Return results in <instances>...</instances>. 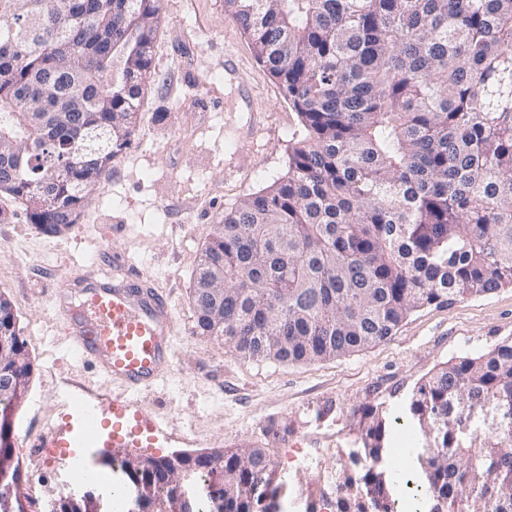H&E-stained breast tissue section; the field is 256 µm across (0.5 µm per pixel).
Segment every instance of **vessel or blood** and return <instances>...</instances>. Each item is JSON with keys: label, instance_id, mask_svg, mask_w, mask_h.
I'll return each instance as SVG.
<instances>
[{"label": "vessel or blood", "instance_id": "vessel-or-blood-1", "mask_svg": "<svg viewBox=\"0 0 512 512\" xmlns=\"http://www.w3.org/2000/svg\"><path fill=\"white\" fill-rule=\"evenodd\" d=\"M78 291L82 299L77 305L64 288L49 296L53 313L67 324L66 350L119 390L97 402L64 399L59 424L24 437L23 447H164L175 435L172 423L150 412L143 395L173 370L169 297L153 278L122 260L80 283Z\"/></svg>", "mask_w": 512, "mask_h": 512}]
</instances>
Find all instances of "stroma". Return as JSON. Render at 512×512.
I'll return each instance as SVG.
<instances>
[{
  "mask_svg": "<svg viewBox=\"0 0 512 512\" xmlns=\"http://www.w3.org/2000/svg\"><path fill=\"white\" fill-rule=\"evenodd\" d=\"M152 51L156 76L136 135L78 224L44 235L23 205L0 193V295L12 301L36 364L14 436L54 424L58 393L110 394L63 351L64 325L47 303L65 281L95 278L91 256L103 248L154 278L173 303L175 374L144 397L188 435L167 453L246 447L274 428L286 476L280 501L306 512L307 488L334 478L360 447L362 409L404 415L416 383L437 365L512 339V288L417 311L390 340L321 362L249 361L197 335L190 291L200 252L225 211L287 173L289 134L300 119L225 16L224 0H163ZM16 454L25 482L50 497L66 489L64 449L39 468L30 449Z\"/></svg>",
  "mask_w": 512,
  "mask_h": 512,
  "instance_id": "35a3bbf8",
  "label": "stroma"
}]
</instances>
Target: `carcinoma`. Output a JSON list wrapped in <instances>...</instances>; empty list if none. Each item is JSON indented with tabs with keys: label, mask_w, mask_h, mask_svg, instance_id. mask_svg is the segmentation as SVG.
Masks as SVG:
<instances>
[{
	"label": "carcinoma",
	"mask_w": 512,
	"mask_h": 512,
	"mask_svg": "<svg viewBox=\"0 0 512 512\" xmlns=\"http://www.w3.org/2000/svg\"><path fill=\"white\" fill-rule=\"evenodd\" d=\"M163 0H0V180L51 236L78 223L140 122ZM301 118L286 175L224 215L199 256L196 329L245 359L315 362L388 341L413 313L512 286V0H224ZM64 156L82 157L62 168ZM224 289L218 302L203 291ZM0 377L26 381V342ZM500 418L487 424L482 405ZM13 400L0 396V500L23 493ZM412 425L422 512H512V340L418 382ZM471 433L460 430L463 416ZM362 461L336 472L328 512H396L374 464L390 424L361 413ZM273 450H224L192 478L229 512H268ZM145 485L176 512L166 458Z\"/></svg>",
	"instance_id": "1"
}]
</instances>
